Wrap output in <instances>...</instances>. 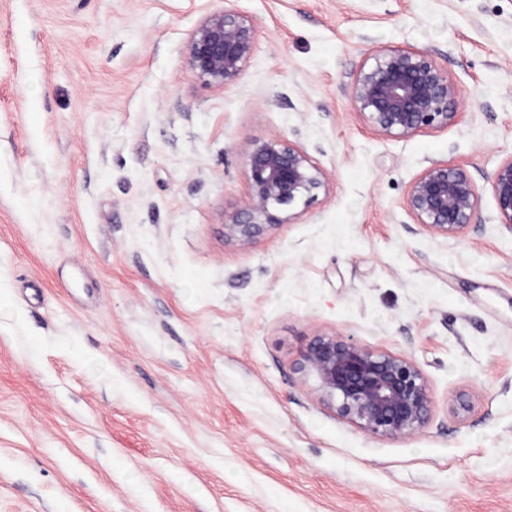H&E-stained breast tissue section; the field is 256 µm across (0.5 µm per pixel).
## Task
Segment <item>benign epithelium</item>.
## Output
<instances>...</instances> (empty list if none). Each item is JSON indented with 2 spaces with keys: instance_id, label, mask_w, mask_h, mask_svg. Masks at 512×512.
Here are the masks:
<instances>
[{
  "instance_id": "1",
  "label": "benign epithelium",
  "mask_w": 512,
  "mask_h": 512,
  "mask_svg": "<svg viewBox=\"0 0 512 512\" xmlns=\"http://www.w3.org/2000/svg\"><path fill=\"white\" fill-rule=\"evenodd\" d=\"M254 45L248 17L226 8L208 14L193 29L185 56L200 82L224 89L240 78ZM349 95L382 138L446 129L457 117L458 87L427 51L382 50L356 71ZM245 167L247 202L224 223V240L242 249L259 235L292 223L329 188L326 171L286 138L254 142ZM490 189L499 225L512 235V156L497 165ZM476 202V182L467 171L434 162L411 182L404 206L425 230L454 241L471 226ZM303 368L315 378L322 401L369 435L401 438L429 421V388L407 358L335 334L318 335L304 352Z\"/></svg>"
}]
</instances>
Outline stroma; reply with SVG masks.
I'll return each instance as SVG.
<instances>
[{
	"mask_svg": "<svg viewBox=\"0 0 512 512\" xmlns=\"http://www.w3.org/2000/svg\"><path fill=\"white\" fill-rule=\"evenodd\" d=\"M256 31L218 90L186 41ZM432 54L457 123L381 138L346 85ZM330 179L241 249L254 141ZM512 0H0V512H512ZM475 179L467 235L404 207L433 162ZM321 334L408 358L427 426L365 434L302 368ZM255 45L254 26L233 8L208 14L193 29L185 56L196 78L204 85L224 89L237 82ZM498 224L512 236V156L500 161L490 178Z\"/></svg>",
	"mask_w": 512,
	"mask_h": 512,
	"instance_id": "stroma-1",
	"label": "stroma"
}]
</instances>
